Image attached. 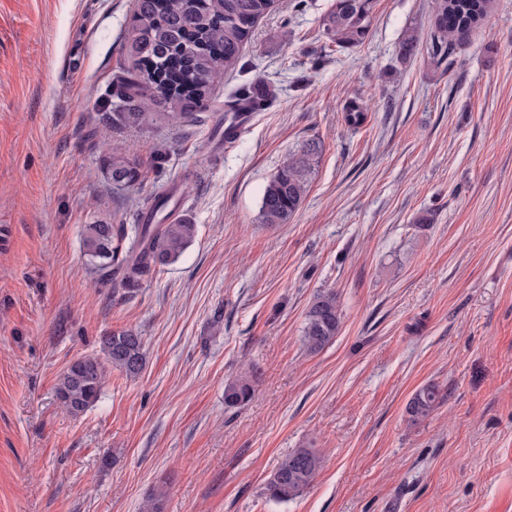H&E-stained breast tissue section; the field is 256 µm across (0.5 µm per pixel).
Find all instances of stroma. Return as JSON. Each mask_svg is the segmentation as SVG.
<instances>
[{
    "label": "stroma",
    "mask_w": 512,
    "mask_h": 512,
    "mask_svg": "<svg viewBox=\"0 0 512 512\" xmlns=\"http://www.w3.org/2000/svg\"><path fill=\"white\" fill-rule=\"evenodd\" d=\"M333 3L280 0L259 22L205 109L256 80L275 96L220 148L203 126H113L135 0H0V512H142L158 492L163 512H512V0L449 67L426 52L435 0H375L351 48L326 33ZM312 138L299 210L260 223ZM112 144L142 185L113 189ZM171 189L194 241L113 292L84 226L136 223L139 198ZM330 289L341 328L311 354L305 313ZM120 329L142 336L143 371L109 372L69 415L60 374ZM251 371L252 400L226 407ZM429 382L447 397L410 423ZM297 448L319 453L315 481L270 500ZM320 153V142L311 139L288 156L265 187L259 209L260 223H288L303 201Z\"/></svg>",
    "instance_id": "obj_1"
}]
</instances>
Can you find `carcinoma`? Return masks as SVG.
<instances>
[{"mask_svg":"<svg viewBox=\"0 0 512 512\" xmlns=\"http://www.w3.org/2000/svg\"><path fill=\"white\" fill-rule=\"evenodd\" d=\"M277 0H135L126 52L132 71L118 79L115 98L120 112L112 125H137L146 113L136 111L137 92H151L161 111L154 116L174 127L202 125L197 111L209 98L212 86L235 67L251 42L257 24ZM489 0H435L430 51L440 62L481 24ZM373 0H335L327 34L341 48L363 41L372 22ZM230 112H258L264 103L251 99L247 87L228 102ZM366 113L357 102L346 106L345 121L356 129ZM321 153L311 139L294 150L265 187L259 209L260 223L286 224L299 209ZM115 187L133 188L144 180L140 161L112 148L106 168ZM166 198L149 196L142 201V224H87L82 248L88 261L112 279V292L132 296L157 268L175 262L195 238L197 227L165 214ZM341 310L336 292L324 291L310 304L302 341L311 353L322 350L338 334ZM146 364L142 336L132 329L115 330L99 341V350L70 362L61 373L56 393L63 409L79 416L100 398L108 370L137 377ZM254 394L252 380L240 376L224 386V404L230 408L247 403ZM445 393L427 383L415 391L406 406L409 421L429 418L442 404ZM321 468V457L312 448H296L282 456L266 484L267 495L288 501L308 489Z\"/></svg>","mask_w":512,"mask_h":512,"instance_id":"1","label":"carcinoma"}]
</instances>
